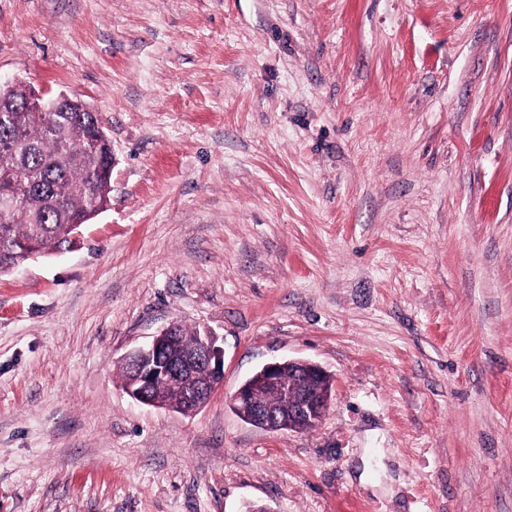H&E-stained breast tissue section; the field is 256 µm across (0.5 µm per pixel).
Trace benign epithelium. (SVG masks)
<instances>
[{"mask_svg": "<svg viewBox=\"0 0 512 512\" xmlns=\"http://www.w3.org/2000/svg\"><path fill=\"white\" fill-rule=\"evenodd\" d=\"M55 98L31 90L29 107L47 112L53 109ZM175 340V325H170L153 336L146 344L123 358V367L132 373L134 382L124 387L125 392L139 404L161 407L152 389L172 380L179 382L186 406L193 412L208 404L224 379V348L209 330H203L199 344L184 350L176 357H167V347ZM299 369L300 382L285 385L281 380L284 363ZM276 360L264 364L251 378L241 384L230 396L232 409L244 421L269 430L304 431L320 423L326 415L332 386L327 384L330 374L320 365L303 359ZM264 385L282 390L287 397L288 410L270 407L256 395L252 385Z\"/></svg>", "mask_w": 512, "mask_h": 512, "instance_id": "1", "label": "benign epithelium"}]
</instances>
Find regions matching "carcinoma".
I'll list each match as a JSON object with an SVG mask.
<instances>
[{
    "instance_id": "1",
    "label": "carcinoma",
    "mask_w": 512,
    "mask_h": 512,
    "mask_svg": "<svg viewBox=\"0 0 512 512\" xmlns=\"http://www.w3.org/2000/svg\"><path fill=\"white\" fill-rule=\"evenodd\" d=\"M28 97L22 84L0 86V189L20 190L15 209H0V266L69 246L74 227L111 193L112 146L100 113L82 101L35 112Z\"/></svg>"
}]
</instances>
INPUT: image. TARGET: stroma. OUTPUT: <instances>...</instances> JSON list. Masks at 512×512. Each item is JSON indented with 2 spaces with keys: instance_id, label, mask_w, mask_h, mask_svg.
Returning a JSON list of instances; mask_svg holds the SVG:
<instances>
[{
  "instance_id": "35a3bbf8",
  "label": "stroma",
  "mask_w": 512,
  "mask_h": 512,
  "mask_svg": "<svg viewBox=\"0 0 512 512\" xmlns=\"http://www.w3.org/2000/svg\"><path fill=\"white\" fill-rule=\"evenodd\" d=\"M100 112L106 210L0 273V512H512V0H0V85ZM210 330L198 412L121 360ZM334 378L315 429L227 398ZM299 369L300 382L283 385L281 370L284 361L276 360L264 364L251 378L242 383L230 396L232 409L250 424L269 430L304 431L320 423L326 415L331 399L332 385H327L330 374L320 365L303 359H288ZM293 367L286 365L282 376L286 381L292 377ZM252 384L275 387L287 397L288 412L270 407L256 395Z\"/></svg>"
}]
</instances>
